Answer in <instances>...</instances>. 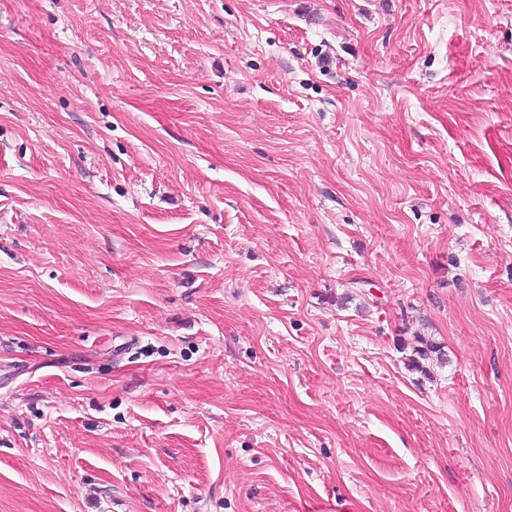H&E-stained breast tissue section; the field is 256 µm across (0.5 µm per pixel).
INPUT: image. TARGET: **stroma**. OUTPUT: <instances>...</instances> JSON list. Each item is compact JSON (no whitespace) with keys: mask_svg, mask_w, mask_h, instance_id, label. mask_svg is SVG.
<instances>
[{"mask_svg":"<svg viewBox=\"0 0 512 512\" xmlns=\"http://www.w3.org/2000/svg\"><path fill=\"white\" fill-rule=\"evenodd\" d=\"M0 512H512V0H0ZM417 343L419 345L413 348L412 357L408 360L409 365L415 369L427 372V367L421 361H427V363L436 361L439 364L447 361L446 354L439 343L426 338H418Z\"/></svg>","mask_w":512,"mask_h":512,"instance_id":"obj_1","label":"stroma"}]
</instances>
